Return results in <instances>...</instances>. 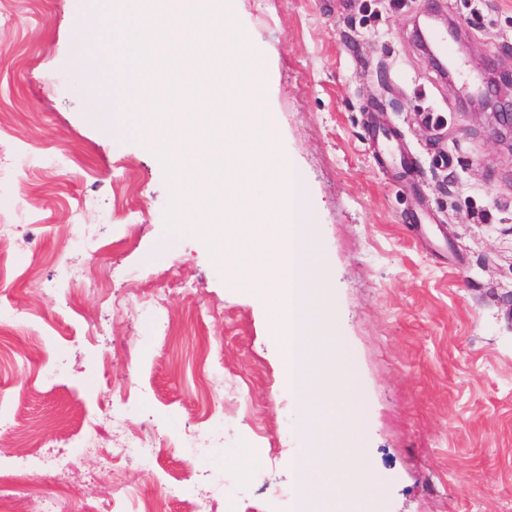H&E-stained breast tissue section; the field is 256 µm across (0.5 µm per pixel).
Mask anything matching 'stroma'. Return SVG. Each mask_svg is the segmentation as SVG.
Listing matches in <instances>:
<instances>
[{
  "label": "stroma",
  "mask_w": 512,
  "mask_h": 512,
  "mask_svg": "<svg viewBox=\"0 0 512 512\" xmlns=\"http://www.w3.org/2000/svg\"><path fill=\"white\" fill-rule=\"evenodd\" d=\"M96 8L0 0V220L20 227L0 272V448L48 449L14 493L28 512H56L59 490L86 512L108 490L138 512L163 471L190 495L222 482L212 512H292L301 415L267 312L201 240L167 233L171 191L122 113L119 50L94 29L75 38ZM432 9L463 33L453 83L414 37ZM233 22L316 212L368 507L512 512V140L464 100L479 67L512 73V0H238ZM376 125L409 170L387 164ZM420 212L424 237L408 230ZM132 428L224 445L109 457Z\"/></svg>",
  "instance_id": "stroma-1"
}]
</instances>
